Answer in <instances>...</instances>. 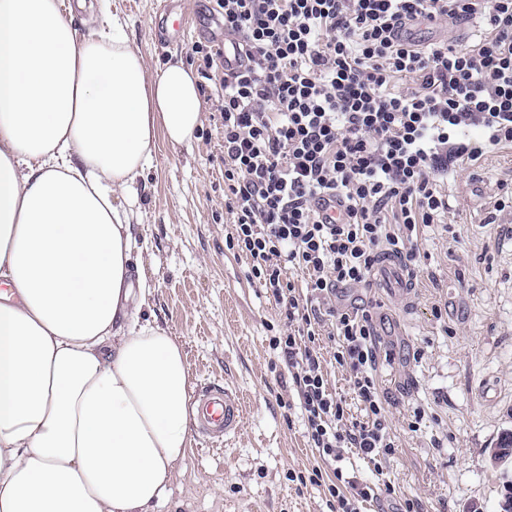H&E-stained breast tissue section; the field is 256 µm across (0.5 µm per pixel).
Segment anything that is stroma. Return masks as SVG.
Returning a JSON list of instances; mask_svg holds the SVG:
<instances>
[{
    "instance_id": "obj_1",
    "label": "stroma",
    "mask_w": 512,
    "mask_h": 512,
    "mask_svg": "<svg viewBox=\"0 0 512 512\" xmlns=\"http://www.w3.org/2000/svg\"><path fill=\"white\" fill-rule=\"evenodd\" d=\"M159 0H110L90 20L74 10L78 36L116 15L156 69L183 61L198 74L201 124L174 146L157 138L153 162L138 185L132 235L147 251L152 287L138 314L181 343L189 388L217 383L248 398L240 433L220 449L191 433L174 478L151 512H329L322 487L300 483L317 466L295 406L288 371L269 347L287 330L283 312L248 276V261L227 245L232 217L224 203V118L193 36L179 48L154 39ZM512 189V148L486 152L444 185L446 224L425 229L421 262L412 267L408 304L391 302L376 283L350 288L369 302L387 360L378 368L386 423L395 449L381 468L350 455L347 468L389 484L367 512H503L512 500V459L491 450L512 432V211L494 203ZM332 390L352 398L349 374L335 363L333 338L315 341Z\"/></svg>"
}]
</instances>
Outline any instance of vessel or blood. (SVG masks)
I'll return each mask as SVG.
<instances>
[{
	"label": "vessel or blood",
	"mask_w": 512,
	"mask_h": 512,
	"mask_svg": "<svg viewBox=\"0 0 512 512\" xmlns=\"http://www.w3.org/2000/svg\"><path fill=\"white\" fill-rule=\"evenodd\" d=\"M172 0H165L162 23L154 32L156 41L167 47L182 44L192 29L187 17H174ZM377 279L390 292L406 288L408 277L401 262L385 259L377 270ZM245 398L240 391L224 387L199 389L191 406L190 417L199 435L208 446L220 447L239 432L244 420Z\"/></svg>",
	"instance_id": "vessel-or-blood-1"
}]
</instances>
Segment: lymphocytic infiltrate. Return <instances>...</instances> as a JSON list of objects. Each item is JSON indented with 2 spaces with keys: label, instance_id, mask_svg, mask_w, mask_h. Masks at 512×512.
<instances>
[{
  "label": "lymphocytic infiltrate",
  "instance_id": "lymphocytic-infiltrate-1",
  "mask_svg": "<svg viewBox=\"0 0 512 512\" xmlns=\"http://www.w3.org/2000/svg\"><path fill=\"white\" fill-rule=\"evenodd\" d=\"M215 2L246 60L228 72L221 52L202 55L222 102L228 242L292 324L269 347L320 459L309 481L324 485L331 512H361L376 486L350 475L346 456L377 466L395 440L372 316L337 304L336 290L367 284L383 255L413 261L421 232L448 211L449 173L512 147V0ZM425 17L477 18L487 30L466 48L403 40V25ZM326 193L343 202L338 223L314 207ZM325 322L361 417L330 390L310 344Z\"/></svg>",
  "mask_w": 512,
  "mask_h": 512
}]
</instances>
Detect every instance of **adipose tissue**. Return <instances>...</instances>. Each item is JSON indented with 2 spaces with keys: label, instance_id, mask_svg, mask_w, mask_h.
Returning a JSON list of instances; mask_svg holds the SVG:
<instances>
[{
  "label": "adipose tissue",
  "instance_id": "adipose-tissue-1",
  "mask_svg": "<svg viewBox=\"0 0 512 512\" xmlns=\"http://www.w3.org/2000/svg\"><path fill=\"white\" fill-rule=\"evenodd\" d=\"M183 63L151 74L118 17L0 0V512H150L188 444V369L138 324L135 185L190 140ZM86 2L88 4L94 3L96 11V9L98 8L97 0H87ZM96 14L98 15L97 20L94 23H89L87 21L89 19L88 12H83L82 10L78 9L77 6L76 9L73 10V27L77 31L79 38L87 35L91 30H96L101 26L105 25V23L109 19V17L103 12L98 13L96 11Z\"/></svg>",
  "mask_w": 512,
  "mask_h": 512
}]
</instances>
